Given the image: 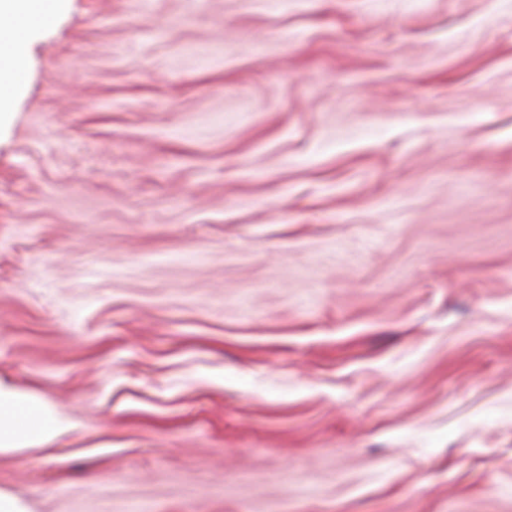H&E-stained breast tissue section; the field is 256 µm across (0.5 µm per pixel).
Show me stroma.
I'll list each match as a JSON object with an SVG mask.
<instances>
[{"instance_id":"obj_1","label":"stroma","mask_w":512,"mask_h":512,"mask_svg":"<svg viewBox=\"0 0 512 512\" xmlns=\"http://www.w3.org/2000/svg\"><path fill=\"white\" fill-rule=\"evenodd\" d=\"M0 116L29 512H512V0H71ZM75 427V422L42 397L0 387V453L41 446Z\"/></svg>"}]
</instances>
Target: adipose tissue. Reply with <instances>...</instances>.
<instances>
[{
  "label": "adipose tissue",
  "instance_id": "1",
  "mask_svg": "<svg viewBox=\"0 0 512 512\" xmlns=\"http://www.w3.org/2000/svg\"><path fill=\"white\" fill-rule=\"evenodd\" d=\"M70 0H0V81L12 83L10 95L0 97V112L12 111L27 77L17 66L36 33L55 23ZM74 422L40 396L0 388V453L17 452L68 434Z\"/></svg>",
  "mask_w": 512,
  "mask_h": 512
}]
</instances>
